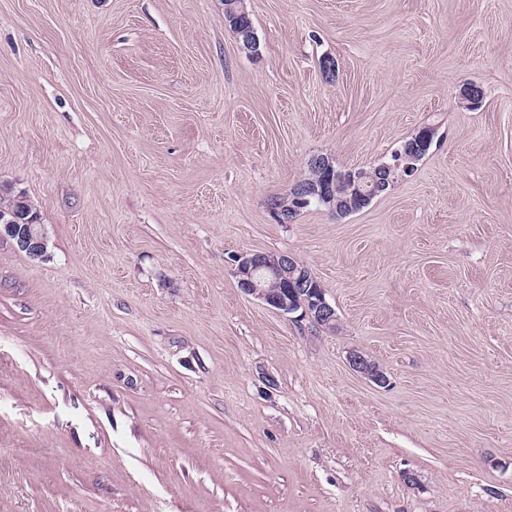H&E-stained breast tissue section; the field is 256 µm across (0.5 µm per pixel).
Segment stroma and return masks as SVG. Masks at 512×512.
<instances>
[{
	"instance_id": "1",
	"label": "stroma",
	"mask_w": 512,
	"mask_h": 512,
	"mask_svg": "<svg viewBox=\"0 0 512 512\" xmlns=\"http://www.w3.org/2000/svg\"><path fill=\"white\" fill-rule=\"evenodd\" d=\"M245 6L254 53L224 0H0V190L50 254L0 240V512H512V0ZM427 123L362 211L270 212ZM255 251L335 329L244 294ZM311 165L321 169L325 174L330 176V174L333 173L334 176V168H333V160L332 158L325 156V155H316L309 159L308 161ZM308 163V177L302 179L299 181L295 186L290 190V193L287 197L284 198H273L272 200L276 201L281 209L282 217L287 220L289 223L291 221L288 219V211L290 214L293 215L292 207H294L295 202L298 204V207L294 210H300L302 209L303 205L308 203L310 201V196H316L311 197V203L306 206L305 208L309 207L312 204H321L319 201L323 202L324 200L326 203L331 204L335 202V192L332 187H330L329 183L324 182L321 186H316L323 178V173L321 170L311 166ZM307 187V188H304ZM312 187V188H311ZM304 188L299 190L300 193L297 194V189ZM296 196V197H295ZM295 197V198H294ZM294 198V199H293ZM295 200V202H294ZM292 206V207H291ZM304 208V209H305ZM303 210V209H302ZM301 210V211H302ZM235 274L239 288L262 300L281 314L300 311L299 319L331 329L336 325V309L326 299L317 278L305 266L298 267L288 254L243 253L236 258Z\"/></svg>"
}]
</instances>
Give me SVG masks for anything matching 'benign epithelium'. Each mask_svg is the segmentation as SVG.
Wrapping results in <instances>:
<instances>
[{"label": "benign epithelium", "mask_w": 512, "mask_h": 512, "mask_svg": "<svg viewBox=\"0 0 512 512\" xmlns=\"http://www.w3.org/2000/svg\"><path fill=\"white\" fill-rule=\"evenodd\" d=\"M417 148L401 145L391 156V161L379 165V177L371 188L374 195H382L387 186L412 176L416 171ZM328 204L335 202V192L329 183L307 187L295 197L298 207L310 201V196ZM0 238L13 241L17 249L32 259L48 257L47 238L43 228L34 223H17L12 218L0 219ZM235 274L239 288L247 295L262 300L267 306L281 314L300 313V318L312 324L330 329L336 325V309L326 299L324 289L317 284L311 271L299 266L288 254L270 255L261 252L243 253L236 258ZM351 365L371 376L378 384L385 383L383 374L371 367L363 356L352 353Z\"/></svg>", "instance_id": "1"}]
</instances>
